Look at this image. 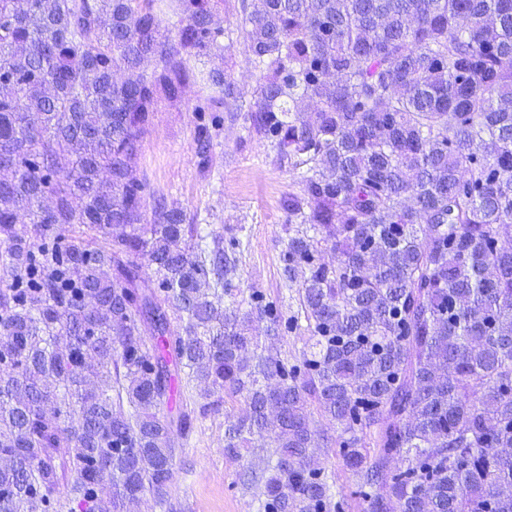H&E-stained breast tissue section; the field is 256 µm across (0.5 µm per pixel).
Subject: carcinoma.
<instances>
[{
	"label": "carcinoma",
	"instance_id": "carcinoma-1",
	"mask_svg": "<svg viewBox=\"0 0 512 512\" xmlns=\"http://www.w3.org/2000/svg\"><path fill=\"white\" fill-rule=\"evenodd\" d=\"M153 2L0 0V512H175L177 373L244 399L226 454L274 448L258 512H512V0H242L264 79L208 72L200 156L232 100L297 172L287 304L163 196L144 223L139 139L224 51L213 0L175 39ZM324 466L329 474H332L336 480V490L343 487L346 492H349L354 487V478L352 474L342 467L338 459L334 458L332 454L329 456H322Z\"/></svg>",
	"mask_w": 512,
	"mask_h": 512
}]
</instances>
